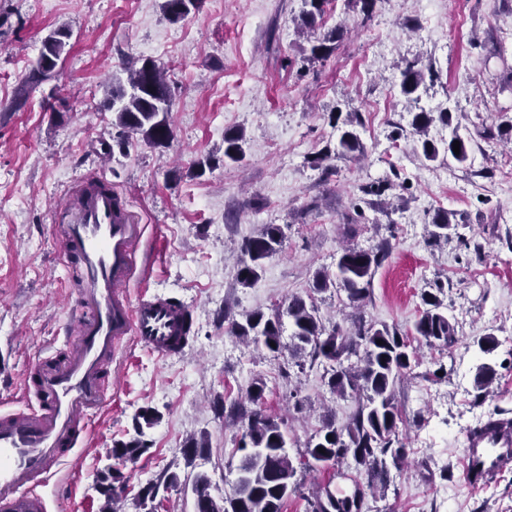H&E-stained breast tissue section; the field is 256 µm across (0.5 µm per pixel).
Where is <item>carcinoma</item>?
<instances>
[{
  "label": "carcinoma",
  "mask_w": 512,
  "mask_h": 512,
  "mask_svg": "<svg viewBox=\"0 0 512 512\" xmlns=\"http://www.w3.org/2000/svg\"><path fill=\"white\" fill-rule=\"evenodd\" d=\"M326 0H303V9L298 25L302 29L316 28L317 18L324 12ZM199 0H165L163 8L170 19L179 20L198 8ZM344 31L334 28L311 44L308 61H322L336 51L342 41ZM70 31L65 27L56 29L44 42L39 58V73H52L60 59ZM127 78L112 76L109 91V106L116 112V126L122 133H136L149 144L164 147L171 140V129L166 121L170 91L160 67L150 60L140 64L131 62L123 67ZM400 88L403 95L410 98L426 79L433 78V71L425 72L412 62L401 72ZM342 121V132L336 152H325L316 158L322 163L335 155L346 157L364 152L365 146L354 129L356 118L347 113L345 119L335 116L334 121ZM433 121L429 112L415 114L412 126L424 136L421 147L429 160L438 157L439 152L450 155L459 163L468 160V141L455 134L444 145H437L426 138L428 127ZM459 142V152L453 151V143ZM245 137L241 131L224 132V164L237 163L244 156ZM455 214L442 212L432 221L430 236L434 241L448 239L449 231L457 226ZM283 238L278 224H266L255 236L243 240L240 246L241 261L237 278L247 287L259 277L263 262L277 252ZM386 257V249L377 251L347 246L343 249L337 273L332 275L319 270L313 276L311 290L325 292L331 288L343 292L357 313L351 318V327L346 328L336 322L326 328L316 315L314 305H309L299 297L290 300L286 307L278 308L271 315L262 311L253 312L242 322L232 323L233 335L252 342L274 354H288V359L301 365L304 358L317 360L322 357L331 362L328 370V385L337 395H352L358 401V409L344 426L336 425L332 417L325 419L323 427L310 436L305 448L306 454L315 462L338 464L351 459L357 470L367 476L366 484L360 491V499L351 500L338 496L325 485L318 489L309 501V512H361L367 492L376 488L386 489L389 483V464L398 465L406 459V448L399 438L397 420L399 414L395 404V387L404 371L411 366L408 345L404 337L387 326L377 328L367 322L361 312L362 302L369 296V287L375 267ZM426 309L416 321V335L426 343L437 342L448 346L454 342V328L443 313L438 298L426 293L423 295ZM288 317L292 326L291 342H281L283 317ZM359 357L361 365L354 367L345 364L350 356ZM264 386L254 382L248 390L252 409L240 404L231 407V413L244 421L238 441L239 452L236 466L237 478L231 494L216 499L209 492V482L203 475H196L192 489L196 495V512H284L285 504L297 489L295 476L297 468L286 450L287 441L281 425L267 415L259 405ZM136 423L137 437L112 449V454L128 461L137 459L147 452L150 444L144 439V429L153 427L158 417L151 410L140 415ZM323 452H318V449ZM114 470L101 474L100 483L105 497L100 512H116L114 502L121 497L124 489L117 487ZM180 476L175 472L164 475L163 483H152L141 492L139 506L145 508L154 501L159 487L176 488Z\"/></svg>",
  "instance_id": "carcinoma-1"
}]
</instances>
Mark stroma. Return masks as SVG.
<instances>
[{"label": "stroma", "instance_id": "stroma-1", "mask_svg": "<svg viewBox=\"0 0 512 512\" xmlns=\"http://www.w3.org/2000/svg\"><path fill=\"white\" fill-rule=\"evenodd\" d=\"M163 3L0 0V414L18 408L32 362L63 346L70 274L52 215L79 178H106L143 226L130 296L170 298L193 315L180 355L123 345L90 443L38 489L47 512H99L98 473L147 408L159 420L146 431L149 452L119 469L120 512H140V489L167 470L205 475L214 497L229 493L241 424L224 409L245 402L254 381L292 461L324 415L345 424L357 403L331 392L326 360L296 366L230 327L295 296L313 297L324 324H349L345 295L310 292L347 244L387 248L365 319L410 335L416 351L395 388L407 459L362 512H512V470L473 490L461 465L471 429L492 414L512 419V141L476 135L512 119V0H376L368 13L361 0H333L317 30L340 26L344 39L315 64L303 60L301 0H203L177 21ZM62 26L71 36L58 65L38 75L43 43ZM144 59L168 71L164 147L121 134L107 106V82ZM409 61L439 74L416 102L399 89ZM421 108L450 117L429 127L435 144L455 131L470 138L465 163L424 157L411 128ZM334 112L357 114L365 153L314 165L338 140ZM233 128L246 154L227 165L218 149ZM206 158L210 169L197 175ZM440 210L458 226L436 242ZM266 224L281 226L282 243L242 287L239 247ZM427 291L456 330L451 347L413 336ZM486 335L497 342L488 354L478 345ZM484 362L495 370L487 389L476 384ZM358 476L346 463L297 473L285 512H307L325 483L352 491Z\"/></svg>", "mask_w": 512, "mask_h": 512}]
</instances>
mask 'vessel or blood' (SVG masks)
<instances>
[{"label": "vessel or blood", "mask_w": 512, "mask_h": 512, "mask_svg": "<svg viewBox=\"0 0 512 512\" xmlns=\"http://www.w3.org/2000/svg\"><path fill=\"white\" fill-rule=\"evenodd\" d=\"M58 221L60 253L77 276L64 324L75 340L33 364L24 381L25 407L0 416V512H47L37 488L90 438L123 341L164 357L189 344L186 308L157 296L134 301L126 290L141 227L111 185L95 176L79 182ZM462 465L465 477L481 485L511 470L512 422L467 438Z\"/></svg>", "instance_id": "b4317fda"}]
</instances>
